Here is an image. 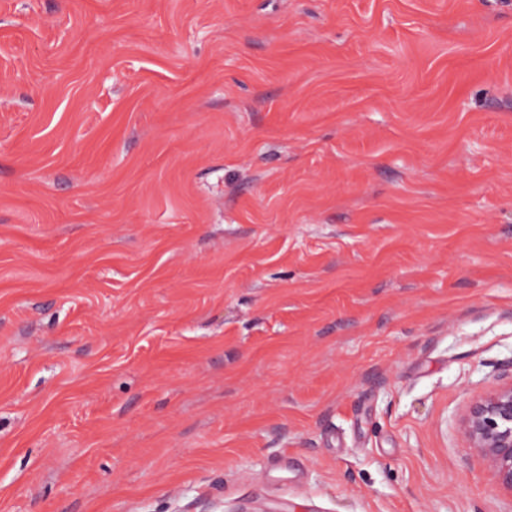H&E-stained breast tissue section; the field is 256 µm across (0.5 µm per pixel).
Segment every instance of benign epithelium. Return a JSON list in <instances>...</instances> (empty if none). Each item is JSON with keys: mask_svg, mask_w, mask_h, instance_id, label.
Here are the masks:
<instances>
[{"mask_svg": "<svg viewBox=\"0 0 512 512\" xmlns=\"http://www.w3.org/2000/svg\"><path fill=\"white\" fill-rule=\"evenodd\" d=\"M463 424L467 448L483 457L499 485L512 492V383L473 400Z\"/></svg>", "mask_w": 512, "mask_h": 512, "instance_id": "1", "label": "benign epithelium"}]
</instances>
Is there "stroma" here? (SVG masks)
Masks as SVG:
<instances>
[{
    "mask_svg": "<svg viewBox=\"0 0 512 512\" xmlns=\"http://www.w3.org/2000/svg\"><path fill=\"white\" fill-rule=\"evenodd\" d=\"M512 0H0V512H512ZM467 448L483 457L512 492V381L473 400L464 417Z\"/></svg>",
    "mask_w": 512,
    "mask_h": 512,
    "instance_id": "stroma-1",
    "label": "stroma"
}]
</instances>
